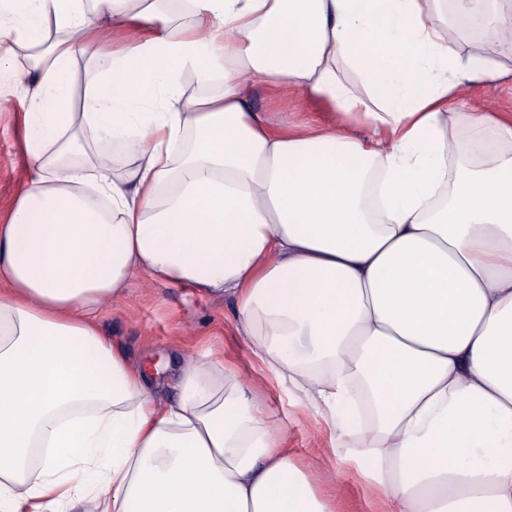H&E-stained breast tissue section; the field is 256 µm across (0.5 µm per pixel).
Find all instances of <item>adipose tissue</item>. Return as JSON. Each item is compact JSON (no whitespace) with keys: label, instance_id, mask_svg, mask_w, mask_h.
<instances>
[{"label":"adipose tissue","instance_id":"1","mask_svg":"<svg viewBox=\"0 0 512 512\" xmlns=\"http://www.w3.org/2000/svg\"><path fill=\"white\" fill-rule=\"evenodd\" d=\"M0 0L31 173L0 221V512H336L223 351L132 365L130 280L232 296L383 512H512V0ZM92 53L86 104L72 96ZM220 91L186 94L181 77ZM265 84L343 123H269ZM449 112H509L512 114V81L477 86L462 100H452Z\"/></svg>","mask_w":512,"mask_h":512}]
</instances>
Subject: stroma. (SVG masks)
I'll use <instances>...</instances> for the list:
<instances>
[{"instance_id": "1", "label": "stroma", "mask_w": 512, "mask_h": 512, "mask_svg": "<svg viewBox=\"0 0 512 512\" xmlns=\"http://www.w3.org/2000/svg\"><path fill=\"white\" fill-rule=\"evenodd\" d=\"M29 78L18 70L12 94L0 100V217L10 210L19 187L26 180L30 162L20 144V112L26 111ZM255 111L269 118L289 114L311 124L334 121L335 116L322 103L301 94L288 95L256 89ZM452 112L512 113V81L478 86L469 95L448 105ZM236 309L231 297H203L190 289L171 284H145L133 281L126 296L108 304L99 314L103 335L125 349L130 360L150 362L169 355L180 346L191 352L223 347L225 356L245 355L246 347L235 332ZM254 377L271 401L275 417L288 429V447L306 461L314 472L330 470L335 463L329 452V428L310 407L301 405L300 394L276 385L269 370L255 364Z\"/></svg>"}]
</instances>
